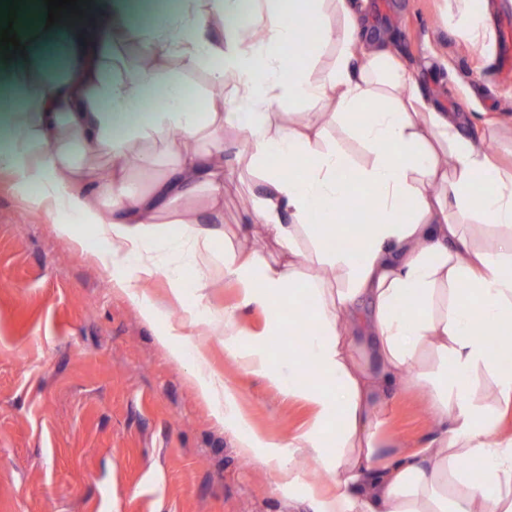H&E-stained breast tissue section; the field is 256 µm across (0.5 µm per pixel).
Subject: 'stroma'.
Listing matches in <instances>:
<instances>
[{"mask_svg": "<svg viewBox=\"0 0 512 512\" xmlns=\"http://www.w3.org/2000/svg\"><path fill=\"white\" fill-rule=\"evenodd\" d=\"M369 36L388 42L427 107L460 112L463 131L512 162V0H486L489 37L471 45L455 0H364ZM45 18L20 7L13 28L51 54ZM497 118L490 127L486 118ZM242 144L224 133V232L247 223L254 179L237 170ZM57 213L31 206L0 168V512H310L305 483L246 460L204 401L193 357L175 361L157 339L167 324L201 348L233 390L250 426L286 438L310 409L238 364L208 317L237 312L261 332V310L239 306L234 281L205 270L206 288L174 296L164 277L136 293L81 242L60 235ZM158 310L148 321L141 301ZM435 428L417 387L391 405L387 436L423 447Z\"/></svg>", "mask_w": 512, "mask_h": 512, "instance_id": "stroma-1", "label": "stroma"}]
</instances>
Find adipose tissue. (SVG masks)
Masks as SVG:
<instances>
[{
    "label": "adipose tissue",
    "instance_id": "obj_1",
    "mask_svg": "<svg viewBox=\"0 0 512 512\" xmlns=\"http://www.w3.org/2000/svg\"><path fill=\"white\" fill-rule=\"evenodd\" d=\"M134 0H97V32L56 38L51 60L0 58V166L13 172L33 206L67 214L59 234L92 245L115 280L137 287L162 275L173 294L199 259L222 268L240 303L266 314L262 333L224 315V345L256 376L312 410L287 440L255 432L232 390L204 365L200 350L158 340L174 360L193 357L200 396L235 432L244 454L275 464L289 483L317 469L329 492L310 489L312 512H512V368L481 330L512 326V167L465 136L453 112L426 107L413 75L386 46L365 47L354 0H174L146 29L131 27ZM151 57L130 67L115 34ZM335 44L328 71L312 77L318 50ZM208 69L232 83L230 100L207 111L189 101L166 61ZM298 106L289 120L277 109ZM324 111H315V104ZM240 134L238 163L255 177L240 245L221 246L223 227L194 213L169 216L168 201L224 198L225 129ZM367 152L350 165L332 129ZM174 161L146 190H133L129 155L152 164L156 149ZM105 155L107 177L89 176L87 156ZM375 215L344 236L340 221L362 196ZM474 216L491 232L468 233ZM276 244L270 260L255 234ZM306 299L294 317L301 345L287 366L270 356L284 335L277 302ZM427 392L436 431L418 451L392 452L383 435L391 403L406 387ZM481 465L472 476L469 465Z\"/></svg>",
    "mask_w": 512,
    "mask_h": 512
}]
</instances>
